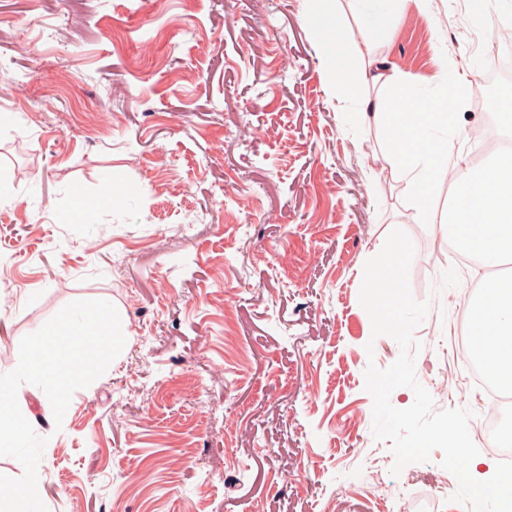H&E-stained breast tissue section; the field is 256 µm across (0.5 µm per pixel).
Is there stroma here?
Wrapping results in <instances>:
<instances>
[{
    "instance_id": "obj_1",
    "label": "stroma",
    "mask_w": 512,
    "mask_h": 512,
    "mask_svg": "<svg viewBox=\"0 0 512 512\" xmlns=\"http://www.w3.org/2000/svg\"><path fill=\"white\" fill-rule=\"evenodd\" d=\"M308 0H0V374L64 305L105 300L123 351L76 390L62 424L40 388L18 390L45 438L48 512H468L433 452L392 475L373 435V337L359 292L387 234L415 246L419 383L434 411L458 285L457 249L419 223L393 173L390 131L337 98ZM512 0H408L371 56L456 90L460 135L487 111L469 89L489 56L471 30ZM26 46L17 52L16 43ZM54 70L59 82L40 75ZM373 351H366V344Z\"/></svg>"
}]
</instances>
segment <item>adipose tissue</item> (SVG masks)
<instances>
[{
    "label": "adipose tissue",
    "instance_id": "ef3b65f1",
    "mask_svg": "<svg viewBox=\"0 0 512 512\" xmlns=\"http://www.w3.org/2000/svg\"><path fill=\"white\" fill-rule=\"evenodd\" d=\"M310 27L322 31L321 47L327 60L326 79L338 97L355 94L359 82L402 89L397 113L383 112L379 100L362 102L364 119L389 125L397 175L405 179L416 202L420 219L427 224L444 223L449 235L462 248L475 253L484 268L512 258V156L470 167L460 161H441L432 154L413 153L409 141L427 130L428 117L448 111L456 100H430L414 94L425 81L419 74L405 75L395 68L376 64L367 69L364 51L343 20L328 11V0H312ZM444 169L456 178L448 194L450 206L439 211L435 192L437 174ZM469 354L479 358L499 384L512 389V278L482 277L479 299L468 306Z\"/></svg>",
    "mask_w": 512,
    "mask_h": 512
}]
</instances>
